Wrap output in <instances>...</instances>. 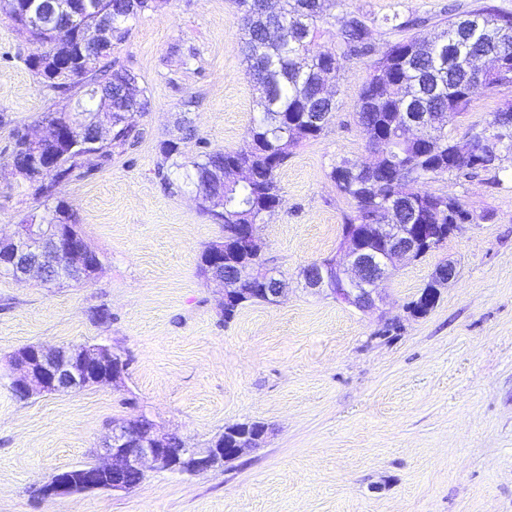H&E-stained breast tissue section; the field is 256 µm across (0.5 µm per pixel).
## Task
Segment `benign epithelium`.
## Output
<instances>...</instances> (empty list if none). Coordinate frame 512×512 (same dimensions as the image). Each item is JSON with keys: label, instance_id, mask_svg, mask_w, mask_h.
Returning a JSON list of instances; mask_svg holds the SVG:
<instances>
[{"label": "benign epithelium", "instance_id": "obj_1", "mask_svg": "<svg viewBox=\"0 0 512 512\" xmlns=\"http://www.w3.org/2000/svg\"><path fill=\"white\" fill-rule=\"evenodd\" d=\"M99 6L90 0H33L27 24L44 28L55 14L66 15L77 24ZM457 57L464 59L468 72L466 91L472 97L488 89L487 78L505 69L512 46L503 40L497 48L478 57L466 54L464 44L456 40ZM484 151L497 158L500 144L492 134L480 129L473 132ZM255 230L249 229L236 239L215 244L212 258L224 263L220 255L229 252L245 262L254 250ZM427 244L423 235L410 224H350L341 234L336 254V269L321 266L303 277L305 287L317 289L335 300L366 311L380 297L379 287L387 281L394 264L422 251ZM6 251L8 274L25 281L36 280V272L56 271V276L89 282L85 260L86 242L81 236H65L60 227L43 229L40 224H19L10 237L0 238V252ZM20 377L12 382V391L22 398L51 392H76L98 384H112L123 375L126 362L112 348L103 344L57 346L35 345L15 354L12 359ZM265 435L249 437L224 447L214 442L207 448H178L175 435H156L143 425V416L112 424V435L105 445L102 460L87 467L77 466L57 471L44 490L48 497H66L108 486L112 491H130L138 486L134 478L145 476L146 469L177 471L199 475L239 458L249 448H257Z\"/></svg>", "mask_w": 512, "mask_h": 512}]
</instances>
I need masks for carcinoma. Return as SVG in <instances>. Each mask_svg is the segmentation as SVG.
<instances>
[{
    "instance_id": "1",
    "label": "carcinoma",
    "mask_w": 512,
    "mask_h": 512,
    "mask_svg": "<svg viewBox=\"0 0 512 512\" xmlns=\"http://www.w3.org/2000/svg\"><path fill=\"white\" fill-rule=\"evenodd\" d=\"M101 10L112 20L111 43L118 44L130 35L133 26L148 11L157 8L158 0H98ZM239 21L245 31L240 47L255 86L258 117L252 121L243 145L236 149L203 152L193 161L181 162V142L196 137L193 122L184 118L179 124L181 137L160 143L162 162L158 175L168 188L174 182L165 175V166L186 169L185 178L201 186L208 196L202 206L212 223L222 234L233 231L238 224H262L281 205L283 196L278 171L288 160L293 148L304 140H316L335 122L336 103L325 98L321 85L340 76L341 61L351 57H368L375 52L373 26L370 20L356 13L336 17L333 10L338 0H236ZM30 0H0L3 11L20 36L36 45V52L26 58L30 71L54 93L74 95L83 81L107 86L112 95L93 105L99 111L110 112L112 127L106 134L92 137L97 124L89 114L82 121L73 120L66 112H44L41 123L66 126L72 124L78 139L75 146L50 144L47 150L55 157L51 171L19 176L36 187L41 198L39 213L31 212L25 224H67L79 230L76 215L66 202L55 197L60 181L76 176L81 159L98 158L100 163L111 161L115 153H123L141 138V132L128 121L130 111L144 114L150 99L146 89L139 87L138 75L116 66L112 51L95 49V34L101 21L96 14L86 16L80 31L72 35L69 25L58 19L53 32L29 28L24 23ZM483 18V26L466 38L469 49L480 51L490 46L499 23L512 27V15L491 7L470 11ZM382 24L404 34L370 65V72L356 104L354 119L367 137L368 158L336 162L328 173L336 190L352 206L344 217L346 224H431L434 240L427 246L431 252L448 239V225L458 224L466 211L457 197L431 194L418 185L445 174L473 178V173L453 171L449 162L447 124L451 116L467 109L470 99L464 97L460 62L448 61L449 48L439 49L431 42L450 35L456 18L448 17L439 32H429V18L422 16L401 19L400 14L386 17ZM331 32L330 47L311 51V45L326 32ZM384 71L389 78L387 94L378 91L376 73ZM408 112L427 114V129L419 139L404 134L403 124ZM483 128H491L500 139L501 149L512 152V113L492 112ZM30 150L27 133L20 127L12 129V149L8 165L17 163ZM246 167L251 172L247 182L231 183L223 179L230 166ZM406 190L416 204L412 212L394 209L397 194L394 187ZM266 264L263 256L254 260L246 272L227 273L231 288H252L254 292L232 309L222 310L224 322L233 320L246 304L264 299L257 289L264 284L251 282L261 275ZM435 281L429 280L420 297L409 309L415 315L427 313L437 296L429 293Z\"/></svg>"
}]
</instances>
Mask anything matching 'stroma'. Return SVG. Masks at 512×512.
I'll return each mask as SVG.
<instances>
[{
	"mask_svg": "<svg viewBox=\"0 0 512 512\" xmlns=\"http://www.w3.org/2000/svg\"><path fill=\"white\" fill-rule=\"evenodd\" d=\"M450 2L345 0L344 8L437 20ZM243 40L234 0H160L114 45L113 60L138 74L150 97L148 113L133 118L142 137L56 189L102 266L79 285L0 275V512H512V153L495 173L424 184L463 200L478 221L400 263L373 309L304 288L302 269L335 256L351 210L331 166L366 154L353 114L371 61H344L336 121L294 148L278 175L283 204L257 227L285 295L225 322L222 285L197 269L220 228L183 170L169 169L168 190L157 169L160 141L176 137L185 116L197 129L185 160L241 145L255 97ZM33 50L0 13V114L32 128L41 113L73 109L28 69ZM510 101L512 87L477 94L449 133L482 127ZM8 152L1 127L2 235L37 206ZM445 261L456 278L427 314H411ZM101 308L109 322L97 321ZM80 343L121 355V382L15 398L18 348ZM141 413L190 448L237 422L264 423L268 437L204 474L152 471L129 492L39 496L57 470L96 460L113 421Z\"/></svg>",
	"mask_w": 512,
	"mask_h": 512,
	"instance_id": "stroma-1",
	"label": "stroma"
}]
</instances>
